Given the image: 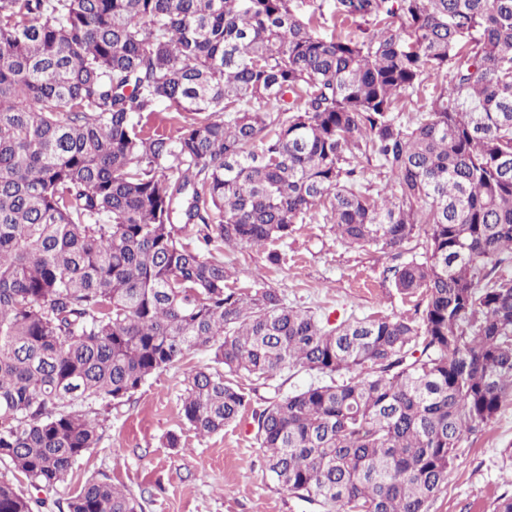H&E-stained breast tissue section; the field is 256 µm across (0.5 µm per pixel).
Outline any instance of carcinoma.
I'll return each mask as SVG.
<instances>
[{
    "label": "carcinoma",
    "instance_id": "carcinoma-1",
    "mask_svg": "<svg viewBox=\"0 0 512 512\" xmlns=\"http://www.w3.org/2000/svg\"><path fill=\"white\" fill-rule=\"evenodd\" d=\"M305 4L0 0V462L34 489L198 349L179 414L200 436L247 380L327 378L254 414L266 476L322 512H428L512 403V0ZM374 159L390 196L360 183ZM319 218L422 249L391 269L420 317L333 324L229 285L224 247ZM0 512L32 499L0 479ZM66 512L143 505L92 476Z\"/></svg>",
    "mask_w": 512,
    "mask_h": 512
}]
</instances>
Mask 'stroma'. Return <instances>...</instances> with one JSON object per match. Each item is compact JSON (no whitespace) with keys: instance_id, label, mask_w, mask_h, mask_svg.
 <instances>
[{"instance_id":"35a3bbf8","label":"stroma","mask_w":512,"mask_h":512,"mask_svg":"<svg viewBox=\"0 0 512 512\" xmlns=\"http://www.w3.org/2000/svg\"><path fill=\"white\" fill-rule=\"evenodd\" d=\"M282 256L272 264L270 251ZM402 258L369 246L337 240L329 225H297L285 242L271 248L228 247L224 263L246 292L276 288L288 306L340 321L348 316L412 317L418 297L391 285L389 270ZM205 351L184 364L152 376L126 404L113 407L102 439L78 462L67 484L47 493L39 512H60L87 478L108 476L144 500V512H321L318 505L279 489L265 475L263 453L255 439L253 413L265 401L308 386L312 377L290 370L273 380L252 382L250 404L224 431L200 436L180 418L186 374L208 364ZM179 448L166 447L169 432ZM512 404L462 441L448 487L430 512H493L502 494L512 493Z\"/></svg>"}]
</instances>
